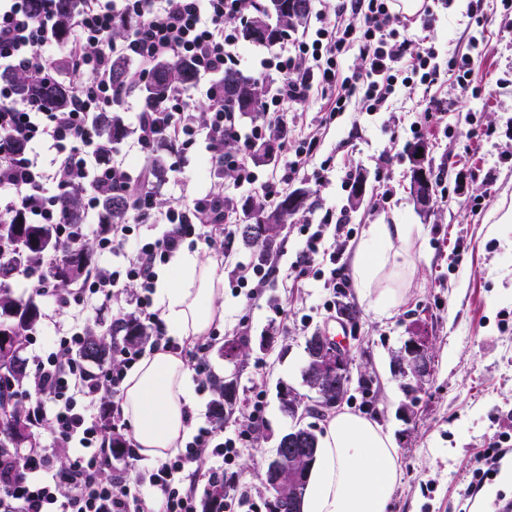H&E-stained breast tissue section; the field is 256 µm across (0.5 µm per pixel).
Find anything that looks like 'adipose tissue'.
Listing matches in <instances>:
<instances>
[{"mask_svg":"<svg viewBox=\"0 0 512 512\" xmlns=\"http://www.w3.org/2000/svg\"><path fill=\"white\" fill-rule=\"evenodd\" d=\"M408 224L370 225L353 262L356 286L377 310L394 302L393 287L411 264ZM155 305L168 336L202 342L224 322V258L182 244L157 272ZM195 405L189 371L180 356L142 357L124 380L121 410L142 456L176 453L186 441ZM397 458L388 431L361 416L339 412L325 427L312 465L302 512H388Z\"/></svg>","mask_w":512,"mask_h":512,"instance_id":"adipose-tissue-1","label":"adipose tissue"}]
</instances>
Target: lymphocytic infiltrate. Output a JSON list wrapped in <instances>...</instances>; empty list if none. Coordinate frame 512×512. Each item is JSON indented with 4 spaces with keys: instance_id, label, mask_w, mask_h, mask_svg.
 <instances>
[{
    "instance_id": "obj_1",
    "label": "lymphocytic infiltrate",
    "mask_w": 512,
    "mask_h": 512,
    "mask_svg": "<svg viewBox=\"0 0 512 512\" xmlns=\"http://www.w3.org/2000/svg\"><path fill=\"white\" fill-rule=\"evenodd\" d=\"M260 0H78L67 38H60L54 0H44L33 13L30 0H0V69L14 71L42 82L54 73L55 52H62L69 74L75 78L73 97L66 108L55 109L17 96L11 85H0V222L20 218L28 224H54L67 240L94 241L99 252L125 255L122 269L91 268L74 291L55 288L51 279L29 273L27 279L41 296L50 298L59 311L69 312L71 324L48 349L33 353L35 404L32 415L39 427L49 429V446L24 452L21 459H0V512H198L200 481L223 485L226 464L231 463L251 433L264 421V398L254 393L246 421L232 433H224L212 420L194 423L188 441L177 454L154 461L147 489H133L121 475L106 476L113 449L105 430L126 427L118 400L127 369L145 349H169L179 353L193 373L198 389L215 380L201 346H180L167 336L154 307L155 270L167 264L185 241L216 246L235 237L238 204L234 197L210 191L192 201L160 206L147 163L160 145L174 156L171 171H178L191 150L201 147L209 155L213 172L232 174L235 185L259 186L266 201L279 198L288 184L305 175L316 181L339 176L343 187H352L357 175L337 171L333 158H319L322 139L336 120L360 100L367 111L385 112L397 86L431 87L441 75H449L460 95L479 96L482 88L475 70L489 52L485 37L469 35L466 51L448 58L440 71L433 47L412 48L403 30L414 22L394 8L396 0H339L333 15L321 16L315 29L269 46L255 65L263 74L279 73L281 79L261 110L242 123L240 113L230 111L212 79L229 68L241 67L239 28L251 7ZM133 22L122 40L112 37L115 16ZM360 63L350 75L342 70L351 54ZM122 55L137 67L138 82H146L155 63L162 59H190L203 91L211 102L204 120L192 112L193 101L185 89L156 103L142 99L136 90L112 87V58ZM326 102L315 131L296 132L278 122L284 105L304 103L312 90ZM137 102L133 145L144 165L131 172L124 159L102 157L96 114L110 111L115 103ZM279 135L288 155L279 176L260 179L250 153L255 143ZM233 149H225V141ZM25 143L28 153L18 155L14 143ZM121 188L129 199V219L109 226L98 223V196L85 198L83 221L67 223L61 201L74 186ZM346 210L328 211L319 223L299 228L300 250L288 268L293 279L322 278L315 260L322 251L323 228L347 229ZM143 224L161 225L157 235L139 234ZM279 259L238 265L229 282L255 301L265 284L280 271ZM124 295L118 310L124 320L148 324L149 347H133L118 341L112 346L109 365L94 367L79 357L84 341L83 316L87 310L108 308ZM70 450L66 466H59L57 449ZM216 465L206 478L191 466L204 454Z\"/></svg>"
}]
</instances>
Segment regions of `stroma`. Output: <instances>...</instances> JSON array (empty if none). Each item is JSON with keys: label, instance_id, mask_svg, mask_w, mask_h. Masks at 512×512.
I'll list each match as a JSON object with an SVG mask.
<instances>
[{"label": "stroma", "instance_id": "1", "mask_svg": "<svg viewBox=\"0 0 512 512\" xmlns=\"http://www.w3.org/2000/svg\"><path fill=\"white\" fill-rule=\"evenodd\" d=\"M426 3L434 14L431 28L413 25L408 37L413 47L432 46L444 63L449 53L467 48L472 30L468 0ZM484 31L495 52L478 71L484 87L480 97H461L446 77L428 90L401 87L394 113L366 111L356 100L325 133L323 155L334 156L336 166L351 167L364 177L360 199H353L336 178L295 183L308 195L307 220L319 222L329 209L349 212L352 237L337 236L331 227L325 232L326 247L342 253L339 265L344 271H351L369 225L413 227V265L386 313L376 312L357 288L347 290L362 315L360 337L351 343L354 383L338 408L394 432L398 469L389 512H496L501 500H512V483L498 475L475 497L463 496L484 449L497 439L503 419L512 416V223L498 221L501 208L512 205V27H505L499 11L491 9ZM426 99L441 103L452 128L448 134L435 132L428 141L432 177L456 183L457 191L434 194L419 204L410 194L403 146L391 141L387 125L393 115L411 124ZM474 123L493 127L494 136L476 139L470 133ZM383 152L392 157L389 176L395 195L378 209L374 159ZM156 187L164 206L211 189L236 194L242 205L260 198L257 190L235 187L231 175L209 178L198 152L189 155L180 177L165 173ZM477 196L483 204L474 212L468 201ZM328 295L322 282L312 278L300 284L271 280L252 307L233 288L224 290V323L205 358L218 380L235 383L236 411L224 420L225 431L241 423L250 390L264 395V425L231 466L237 491L262 505L267 493L260 474L278 439L297 425L314 427L319 435L326 426L323 416L285 413L279 392L287 387L308 396L302 380L305 342L328 320L322 308ZM277 303L287 308V322L276 317ZM246 309L251 315L245 320L241 314ZM418 324L429 338L433 371L425 393L411 399L394 365ZM235 336L247 337L248 347L244 355L231 359L224 354V342ZM363 376L375 380L366 397L356 384Z\"/></svg>", "mask_w": 512, "mask_h": 512}]
</instances>
